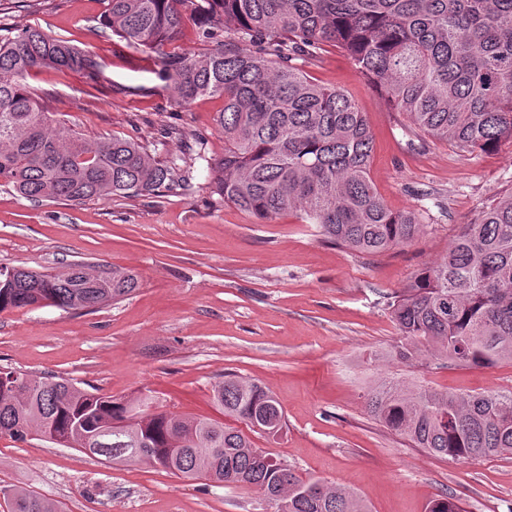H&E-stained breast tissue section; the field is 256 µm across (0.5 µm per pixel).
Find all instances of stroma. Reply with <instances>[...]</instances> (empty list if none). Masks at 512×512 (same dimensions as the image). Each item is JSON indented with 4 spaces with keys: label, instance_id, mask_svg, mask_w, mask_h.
I'll return each mask as SVG.
<instances>
[{
    "label": "stroma",
    "instance_id": "obj_1",
    "mask_svg": "<svg viewBox=\"0 0 512 512\" xmlns=\"http://www.w3.org/2000/svg\"><path fill=\"white\" fill-rule=\"evenodd\" d=\"M102 0H0V35L28 26L93 55L98 79L43 69L27 82L87 140H137L176 162L187 187L106 200L34 201L0 183V267L59 269L84 262L130 270L139 286L89 312L50 306L0 312V366L63 378L117 398L152 391L166 410L217 417L212 390L234 374L269 388L286 420L255 437L297 474L345 485L371 512H427L440 495L465 512H512V455L458 461L414 448L370 416L383 380H422L456 393L512 390V363L493 368L406 366L389 353L400 331L386 306L444 255L458 225L512 192V141L467 153L414 134L347 56L327 48L304 64L315 82L348 95L373 135L370 176L393 211L415 212L410 244L363 255L325 242L296 213L262 223L207 185L224 153L221 98L180 106L160 66L105 29ZM179 136H167V129ZM19 486L65 512H273L255 488L177 478L159 467H109L41 439L0 438V487Z\"/></svg>",
    "mask_w": 512,
    "mask_h": 512
}]
</instances>
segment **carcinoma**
Here are the masks:
<instances>
[{
    "label": "carcinoma",
    "mask_w": 512,
    "mask_h": 512,
    "mask_svg": "<svg viewBox=\"0 0 512 512\" xmlns=\"http://www.w3.org/2000/svg\"><path fill=\"white\" fill-rule=\"evenodd\" d=\"M104 0L101 24L127 45L154 54L181 106L203 95L223 99L215 122L224 155L207 162L224 202L266 223L299 211L324 238L374 255L413 241L418 215L394 212L370 177L373 136L346 94L304 75L299 60L327 46L345 53L414 129L462 152L512 140V0ZM210 26L224 19V44L202 55L166 46L190 12ZM41 68L97 74L94 56L38 27L0 38V182L37 200L147 196L187 182L132 138L90 142L39 102L25 83ZM0 286V312L42 303L93 311L130 295V271L75 264L54 273L13 268ZM402 362L429 356L440 365L493 368L512 361V193L459 230L441 259L389 302ZM0 438L24 442L53 431L64 447L118 466L146 463L187 480L261 490L275 512H369L347 488L296 475L255 447L286 422L269 390L235 375L213 387L221 419L160 409L150 394L133 400L90 392L52 376L0 368ZM367 412L416 448L456 460L512 455V391L442 392L410 381L379 383ZM9 512H62L45 497L1 487ZM427 512H465L453 496Z\"/></svg>",
    "instance_id": "cac0c4a2"
}]
</instances>
